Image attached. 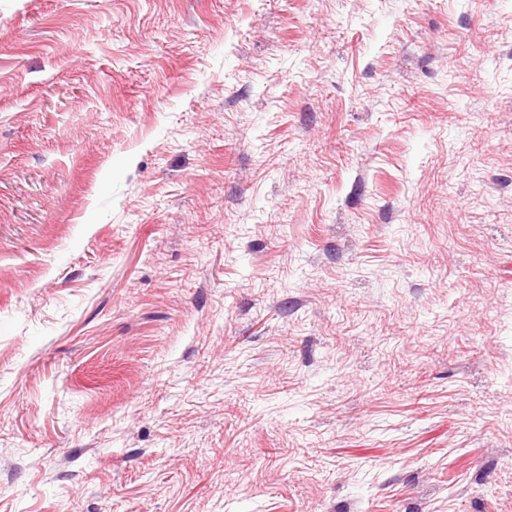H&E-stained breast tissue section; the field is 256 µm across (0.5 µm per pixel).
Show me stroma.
Segmentation results:
<instances>
[{"mask_svg": "<svg viewBox=\"0 0 512 512\" xmlns=\"http://www.w3.org/2000/svg\"><path fill=\"white\" fill-rule=\"evenodd\" d=\"M0 512H512V0H0Z\"/></svg>", "mask_w": 512, "mask_h": 512, "instance_id": "1", "label": "stroma"}]
</instances>
